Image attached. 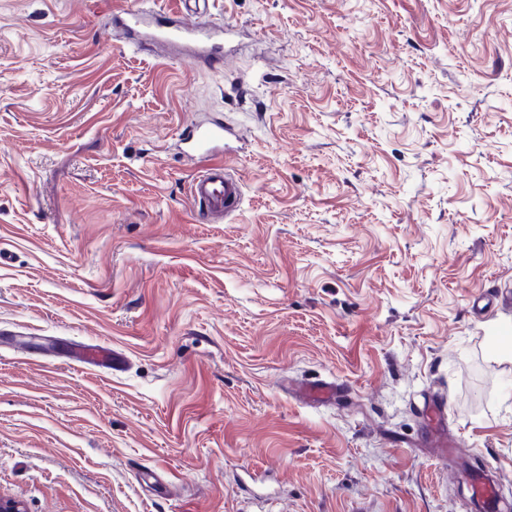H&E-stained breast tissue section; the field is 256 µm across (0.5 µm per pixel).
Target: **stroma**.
<instances>
[{
	"instance_id": "stroma-1",
	"label": "stroma",
	"mask_w": 512,
	"mask_h": 512,
	"mask_svg": "<svg viewBox=\"0 0 512 512\" xmlns=\"http://www.w3.org/2000/svg\"><path fill=\"white\" fill-rule=\"evenodd\" d=\"M115 2L0 0V496L477 512L476 465L512 504V0H211L220 69L126 46ZM201 115L246 135L221 224ZM96 341L124 373L73 365ZM441 394L468 461L427 445ZM184 150L199 170L192 178L189 199L204 205L213 215L224 218L240 206L243 185L229 170L242 149L243 134L234 127L213 121L196 123L185 128Z\"/></svg>"
}]
</instances>
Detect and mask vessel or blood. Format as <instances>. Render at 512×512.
Here are the masks:
<instances>
[{
  "label": "vessel or blood",
  "mask_w": 512,
  "mask_h": 512,
  "mask_svg": "<svg viewBox=\"0 0 512 512\" xmlns=\"http://www.w3.org/2000/svg\"><path fill=\"white\" fill-rule=\"evenodd\" d=\"M174 3V9L158 19L148 15L145 9L123 6L114 8L113 16L134 47H143L147 42L165 44L179 49L187 61L214 69L222 67L229 28L196 22V15L207 11L208 0H174ZM182 141L188 156L198 166L190 183V201L219 217L234 213L242 200L243 185L231 174L230 167L242 148L243 134L213 121L186 127ZM71 360L88 370L118 374L123 372L128 356L124 350L92 342L79 345Z\"/></svg>",
  "instance_id": "vessel-or-blood-1"
}]
</instances>
